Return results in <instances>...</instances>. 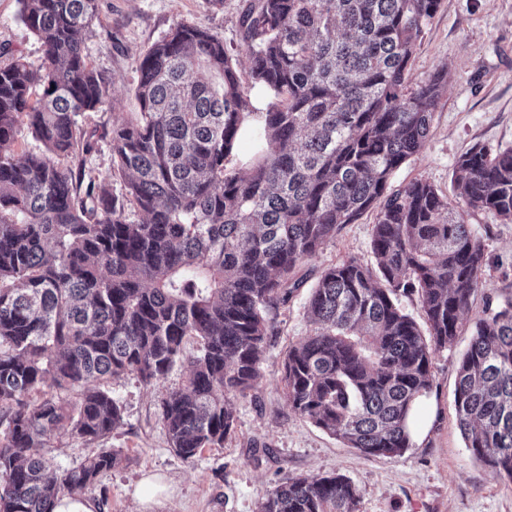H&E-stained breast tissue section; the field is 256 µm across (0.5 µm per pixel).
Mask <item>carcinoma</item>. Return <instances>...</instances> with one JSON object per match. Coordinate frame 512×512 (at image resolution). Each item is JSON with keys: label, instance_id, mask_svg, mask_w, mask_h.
Listing matches in <instances>:
<instances>
[{"label": "carcinoma", "instance_id": "obj_1", "mask_svg": "<svg viewBox=\"0 0 512 512\" xmlns=\"http://www.w3.org/2000/svg\"><path fill=\"white\" fill-rule=\"evenodd\" d=\"M19 3L44 62L0 67V512H54L121 461L102 449L49 473L32 449L60 426L84 442L111 435L123 415L105 383L124 374L150 383L186 361L184 387L160 405L170 447L184 460L223 447L232 400L258 385L276 312L304 283L297 270L368 212L375 265L321 272L306 307L314 333L284 360L286 397L366 457L410 448L432 355L457 336L486 262L465 212L436 186L390 188L444 92L443 68L408 83L441 0H251L246 87L222 39L178 22L144 54L140 111L113 126L110 165L88 180L84 160L63 161L92 151L82 117L107 98L82 38L98 0ZM24 130L43 152L18 149ZM244 136L253 154L238 167ZM454 188L468 209L511 224L512 148L467 149ZM413 296L426 334L401 305ZM48 380L77 399L28 402ZM454 404L471 457L512 482V296L486 297L472 322ZM359 502L341 474L291 476L259 512Z\"/></svg>", "mask_w": 512, "mask_h": 512}]
</instances>
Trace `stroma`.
<instances>
[{
	"label": "stroma",
	"instance_id": "obj_1",
	"mask_svg": "<svg viewBox=\"0 0 512 512\" xmlns=\"http://www.w3.org/2000/svg\"><path fill=\"white\" fill-rule=\"evenodd\" d=\"M246 0H224L220 9L206 0H99V19L85 36L93 66L108 80L105 105L86 113L83 125L95 135L85 158L91 175L110 160L112 127L140 109L135 96L139 63L146 50L182 20L199 21L224 41L242 83H250L248 52L239 28ZM17 0H0V67L16 59L38 66L43 50L22 24ZM446 67V89L420 152L395 173L392 186L422 178L438 186L456 209L453 194L457 158L474 144L512 148V0H442L418 41L409 82L418 84ZM481 239L486 265L469 312L478 317L486 297L512 295V224L487 211L466 210ZM372 215L344 225L300 269L306 282L277 311V333L268 341L264 377L234 401L236 423L223 447L207 448L183 460L171 449L159 404L187 377L176 364L163 378L146 383L134 374L115 378L108 390L122 409L123 424L103 442L85 443L60 428L45 439L52 467L78 466L101 448L122 460L82 489L100 512H258L267 491L292 475L338 473L358 487L359 512H512V482L475 461L465 446L454 407L456 369L471 336L462 327L455 342L432 356L433 386L421 401L412 446L392 458H367L289 409L282 381L289 346L311 335L306 305L321 271L354 259L374 264ZM162 478L168 491L141 508L135 501L146 476Z\"/></svg>",
	"mask_w": 512,
	"mask_h": 512
}]
</instances>
